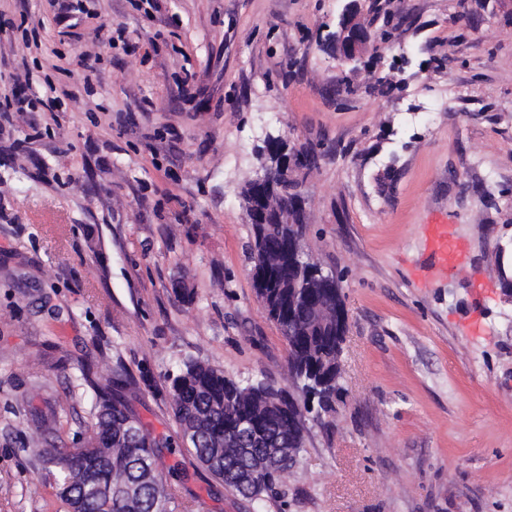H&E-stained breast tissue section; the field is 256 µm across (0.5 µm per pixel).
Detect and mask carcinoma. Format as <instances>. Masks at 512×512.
Returning <instances> with one entry per match:
<instances>
[{"mask_svg": "<svg viewBox=\"0 0 512 512\" xmlns=\"http://www.w3.org/2000/svg\"><path fill=\"white\" fill-rule=\"evenodd\" d=\"M250 249H279L284 239L261 235L250 225ZM300 306L279 305L268 316L276 322L288 345L291 379L315 389L299 403L265 375L236 380L208 362L188 358L167 376L171 409L182 445L226 489L248 491L250 500L280 498L282 478L295 467L305 445L303 416L315 411L329 415L343 393L341 336L346 312L341 288L328 297L335 316L315 336L299 334L308 321L320 289H301ZM81 380L92 392L93 436L78 457L57 445L60 416L31 405L27 423L40 439L53 444L32 449L33 458L52 481L67 512H176L187 510L164 475L168 435H157L128 404V374L121 366L102 374L98 363H80Z\"/></svg>", "mask_w": 512, "mask_h": 512, "instance_id": "cac0c4a2", "label": "carcinoma"}]
</instances>
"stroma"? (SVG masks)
Here are the masks:
<instances>
[{"mask_svg":"<svg viewBox=\"0 0 512 512\" xmlns=\"http://www.w3.org/2000/svg\"><path fill=\"white\" fill-rule=\"evenodd\" d=\"M0 0V73L72 90L0 123V512H59L30 453L26 393L84 443L77 364H121L155 433L186 357L287 385L257 300L242 190L267 136L309 145L305 249L342 276L347 392L307 419L281 502H251L195 457L192 512H512V0H360L387 43L325 51L347 0ZM104 22L125 43L95 38ZM91 65L90 88L77 81ZM436 212L463 247L432 268Z\"/></svg>","mask_w":512,"mask_h":512,"instance_id":"obj_1","label":"stroma"}]
</instances>
